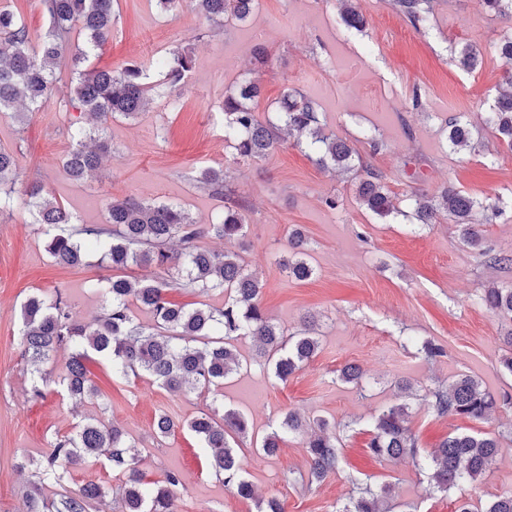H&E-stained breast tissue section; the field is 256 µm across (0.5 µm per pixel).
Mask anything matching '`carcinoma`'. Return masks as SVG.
I'll return each instance as SVG.
<instances>
[{
    "mask_svg": "<svg viewBox=\"0 0 512 512\" xmlns=\"http://www.w3.org/2000/svg\"><path fill=\"white\" fill-rule=\"evenodd\" d=\"M255 0H196V8L216 23L224 17L246 19ZM113 0H40L50 20V29L36 45L31 44L28 28L21 15L9 7L0 8V109L20 100L32 109L52 97L56 67L64 60L76 70L72 100L94 121L92 127L71 132L74 146L64 160L69 176L81 180L95 170L106 145L98 133L103 123L116 115L134 118L144 111L148 90L143 82L144 69L137 63L120 69H101L87 65L88 54L69 56L68 35L74 26L84 34L90 49L103 47L112 33ZM341 15L349 28L363 29V16L353 0H339ZM431 0H393L395 10L411 25L427 22ZM495 50L506 69L504 79L512 85V34L499 39ZM468 72L480 64V53L471 44L453 51ZM163 83L177 88L192 67L191 57L179 50L155 60ZM260 86L246 81L224 94V139L230 142L239 162H250L272 153L280 144V131H295L305 137L309 152L323 168L355 173L356 191L363 206L384 219L394 214L413 218L419 224L455 225L461 242L481 250L491 266L512 262V256L498 255L483 248V233L477 216L502 212L503 201L477 199L457 189H445L428 197H410V211H399L385 182V176L365 164L349 143L324 135L314 103L296 89H287L277 102L278 122H263L255 111ZM497 139L512 151V90L497 97L483 118ZM448 140L453 148L467 147L473 139L472 128L459 117L448 120ZM24 177L13 152L0 148V213L14 205V184ZM199 182L221 193L224 170L205 168ZM21 203L35 210V223L47 236V252L62 267H78L85 262L88 249L101 253L114 270L131 266L153 270L150 279L131 281L125 275L108 280V306L98 320L90 323L72 319L66 298L56 293L48 299L32 294L21 307L23 357L33 369V396H42L40 384L50 380L46 366L58 349L72 348L65 371L57 384L65 396L77 404L97 394L89 376L88 364L97 357L112 361V367L124 375L145 377L157 386L172 391L213 393L242 369V361L233 345L240 337L256 343L257 353L272 362L274 375L286 380L310 361L319 349L314 320L304 323L297 334L287 336L274 324L261 306L262 285L244 264L239 253L213 251L200 245V239L214 236L224 241L244 236V218L239 207L228 205L221 224H198L174 204L156 203L135 197L107 203V225L71 223L70 213L49 197L37 181L26 185ZM307 241L301 232L292 235L291 256L283 266L298 281L308 279L312 269L304 259ZM206 293L224 291V307L204 303L190 307L170 301L171 288ZM480 301L494 316L509 323L503 336L508 353L499 360L502 369L512 374V285H493L483 290ZM150 311L154 325L146 329L134 323L132 307ZM512 403V397L499 400L483 389L475 378L461 374L446 390L430 392L428 408L436 414L484 420L498 403ZM408 406L395 404L374 420L368 452L377 459L416 458L417 443L407 425ZM191 431L203 444L207 459L224 487L237 496L250 499L251 483L241 474L231 441L248 436V420L231 408H213L209 412L179 423L166 413L159 414L153 429L163 437L178 427ZM310 433L306 441L308 481L320 483L339 470L341 464L336 426L315 417L306 420L295 412L285 415L280 430L262 438L259 450L275 455L285 433ZM51 450L40 460L41 474L61 483L68 468L85 459L105 458L120 479L119 512H175L173 488L181 484L180 475L169 472L161 481L147 483L139 470V452L121 427L102 418H84L74 432L58 435ZM499 439L490 435L457 433L448 436L424 460L423 469L433 488L446 492L482 480L495 460ZM393 488L385 485L375 492H361L341 512H389L382 504L392 498ZM107 492L98 483L86 484L80 495H60L52 501V512H87L90 503L105 498ZM483 512H512V494L496 495Z\"/></svg>",
    "mask_w": 512,
    "mask_h": 512,
    "instance_id": "carcinoma-1",
    "label": "carcinoma"
}]
</instances>
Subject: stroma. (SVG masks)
I'll return each instance as SVG.
<instances>
[{
  "label": "stroma",
  "mask_w": 512,
  "mask_h": 512,
  "mask_svg": "<svg viewBox=\"0 0 512 512\" xmlns=\"http://www.w3.org/2000/svg\"><path fill=\"white\" fill-rule=\"evenodd\" d=\"M355 5L366 21L359 31L344 24L338 0H255L249 18L228 17L220 25L188 5L174 15L158 0H115L112 38L92 57L94 67L146 63L175 49L189 51L193 67L182 82L179 108L155 96L136 118L108 120V154L83 181L62 166L72 146L68 127L83 119L69 104L68 66L57 71L54 98L27 118L14 109L0 112V147L16 153L26 175L15 183V195H23L26 180L38 181L77 224L106 223L108 202L130 195L175 203L200 224L219 222L224 198L198 176L210 166L223 168L246 220L239 253L262 282L266 314L288 334L303 317H315L320 333L316 356L284 382L249 340H237L244 367L218 398L172 393L96 361L90 371L98 392L83 405H73L53 385L43 399L32 400V377L22 359V302L34 292L60 291L73 319L93 321L107 305L105 279L112 270L96 254L78 268L55 265L28 208L1 213L0 512H32L34 500L76 496L89 482L115 487L102 458L71 468L60 485L36 473V461L55 436L72 432L89 415L122 426L141 453L145 481L180 474L175 512H257L255 500L224 487L190 431L165 437L153 431L159 413L185 421L219 403L248 419L251 435L238 441L237 460L257 498H278L284 512H342L360 489L386 484L393 487V512H456L464 501L482 512L492 496L512 493V405H499L488 421L439 416L427 407L430 390L460 374L495 397L512 395V375L499 366L505 324L478 301L487 286L512 284V261L487 265L448 223L422 227L400 215L380 219L358 201L353 176L321 169L293 143L248 165L231 162L225 90L246 78L258 80L256 111L265 120L274 117L284 90L297 89L314 101L325 134L352 142L363 161L383 173L395 202L414 192L431 196L446 185L480 199L502 196L504 212L484 225V244L512 258V152L480 119L500 90L504 65L495 44L512 32V17L488 13L481 0H433L429 22L416 28L391 0ZM465 43L483 59L472 73L451 58L452 48ZM260 45L269 54L262 69L253 63ZM453 116L478 127L475 149L450 147ZM371 137L380 150L370 149ZM329 195L335 207L325 204ZM295 229L308 241L313 275L305 281L289 277L281 264ZM426 340L440 344L444 356L426 359ZM349 364L359 366L360 383L340 381ZM402 380L411 385L404 397L397 390ZM400 402L409 406L417 456L375 460L366 452L371 421ZM291 411L336 424L341 468L321 483L308 481L301 436H287L272 457L255 448L256 438L278 429ZM452 433L498 437L500 451L477 485L435 492L419 461Z\"/></svg>",
  "instance_id": "obj_1"
}]
</instances>
